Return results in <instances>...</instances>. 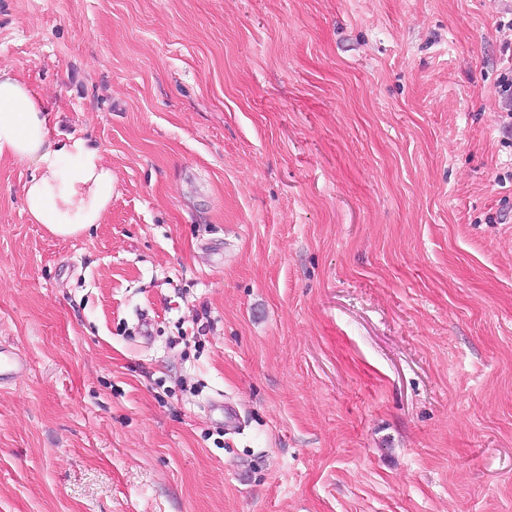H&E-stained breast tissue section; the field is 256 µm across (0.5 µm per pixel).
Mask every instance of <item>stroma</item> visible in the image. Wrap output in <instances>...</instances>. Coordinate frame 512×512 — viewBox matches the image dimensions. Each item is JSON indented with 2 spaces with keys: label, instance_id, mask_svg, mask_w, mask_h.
<instances>
[{
  "label": "stroma",
  "instance_id": "35a3bbf8",
  "mask_svg": "<svg viewBox=\"0 0 512 512\" xmlns=\"http://www.w3.org/2000/svg\"><path fill=\"white\" fill-rule=\"evenodd\" d=\"M512 0H0L111 165L0 162V512H512ZM42 99L0 66V161L33 165L22 189L32 221L58 237L103 223L112 205V167L82 138L55 132Z\"/></svg>",
  "mask_w": 512,
  "mask_h": 512
}]
</instances>
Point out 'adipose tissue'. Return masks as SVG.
<instances>
[{
  "instance_id": "adipose-tissue-1",
  "label": "adipose tissue",
  "mask_w": 512,
  "mask_h": 512,
  "mask_svg": "<svg viewBox=\"0 0 512 512\" xmlns=\"http://www.w3.org/2000/svg\"><path fill=\"white\" fill-rule=\"evenodd\" d=\"M41 98L0 66V161L30 163L24 208L58 237H76L103 223L111 205L112 168L82 138L53 131Z\"/></svg>"
}]
</instances>
